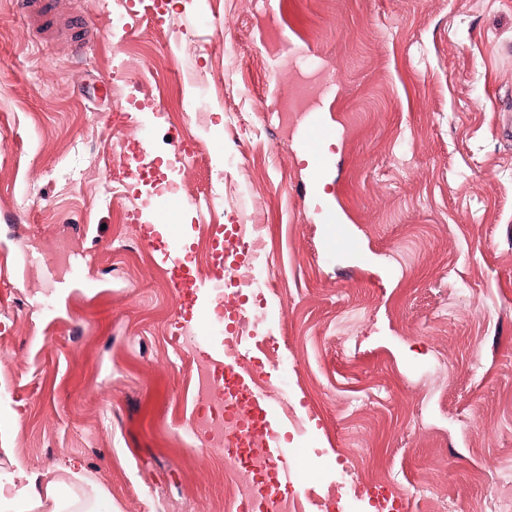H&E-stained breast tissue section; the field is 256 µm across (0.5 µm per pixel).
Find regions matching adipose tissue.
<instances>
[{
  "instance_id": "obj_1",
  "label": "adipose tissue",
  "mask_w": 512,
  "mask_h": 512,
  "mask_svg": "<svg viewBox=\"0 0 512 512\" xmlns=\"http://www.w3.org/2000/svg\"><path fill=\"white\" fill-rule=\"evenodd\" d=\"M0 512H112V502L94 475L68 466L19 487L0 484Z\"/></svg>"
}]
</instances>
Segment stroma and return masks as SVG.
<instances>
[{
	"label": "stroma",
	"mask_w": 512,
	"mask_h": 512,
	"mask_svg": "<svg viewBox=\"0 0 512 512\" xmlns=\"http://www.w3.org/2000/svg\"><path fill=\"white\" fill-rule=\"evenodd\" d=\"M61 0L78 56L0 0V481L93 473L112 512H235L224 462L182 437L198 407L178 298L109 181L128 141L199 188L204 224L260 225L251 366L304 430V485L387 476L408 512L512 499V0ZM241 52L227 63L221 42ZM331 81L335 225L300 198L294 49ZM205 98L198 117L171 104ZM195 140L178 168L168 137ZM338 227L352 248H331Z\"/></svg>",
	"instance_id": "1"
}]
</instances>
